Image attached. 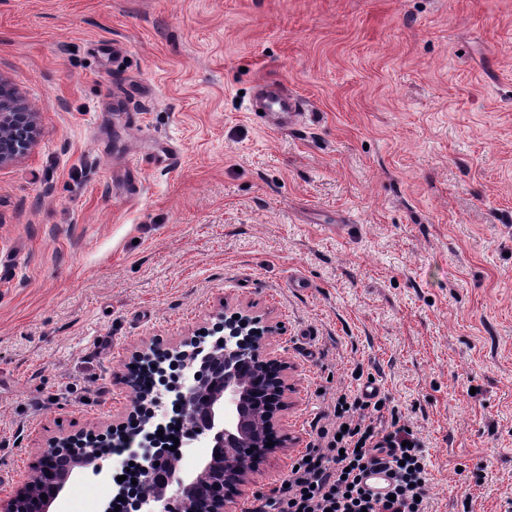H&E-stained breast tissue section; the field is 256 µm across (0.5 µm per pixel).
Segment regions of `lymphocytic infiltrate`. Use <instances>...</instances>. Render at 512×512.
I'll return each mask as SVG.
<instances>
[{
	"label": "lymphocytic infiltrate",
	"mask_w": 512,
	"mask_h": 512,
	"mask_svg": "<svg viewBox=\"0 0 512 512\" xmlns=\"http://www.w3.org/2000/svg\"><path fill=\"white\" fill-rule=\"evenodd\" d=\"M382 402L339 395L336 422L316 429V441L294 463L282 487L257 496L251 512H427L429 477L421 443L398 421L379 427L368 418ZM390 470V497H372L363 478Z\"/></svg>",
	"instance_id": "1"
}]
</instances>
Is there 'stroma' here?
<instances>
[{"label":"stroma","instance_id":"1","mask_svg":"<svg viewBox=\"0 0 512 512\" xmlns=\"http://www.w3.org/2000/svg\"><path fill=\"white\" fill-rule=\"evenodd\" d=\"M0 80L40 129L0 167L1 496L228 308L277 325L298 439L237 512L371 380L428 512H512V0H0ZM103 463L56 512L110 501ZM265 107L270 112H264L265 116L272 117L270 127L274 129H283L291 125L294 120L300 116L298 112L302 103L296 96H270L265 100Z\"/></svg>","mask_w":512,"mask_h":512}]
</instances>
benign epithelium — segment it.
<instances>
[{"instance_id": "obj_1", "label": "benign epithelium", "mask_w": 512, "mask_h": 512, "mask_svg": "<svg viewBox=\"0 0 512 512\" xmlns=\"http://www.w3.org/2000/svg\"><path fill=\"white\" fill-rule=\"evenodd\" d=\"M38 134L36 113L20 110L15 96L0 97V166L25 155ZM276 330L266 317L238 311L224 314L220 335L206 348L193 336L162 356L150 347L134 352L158 381L165 378L166 362L187 370V375L181 384L163 390L156 388L157 381L147 384L137 375L129 378L133 411L113 445L143 450L144 461L119 482L116 496L126 502L135 498L136 512H234V497L268 454L266 444L296 443L289 435L277 438L288 365L270 357L263 341ZM170 396L183 413L188 447L202 443L211 449L210 457L185 477L168 449L145 430L149 420L167 413L165 399ZM38 468L55 479L49 491L44 493L29 481L10 498L0 499V512H31L35 505L39 512H50L78 471L91 468L100 474L104 465L89 434L45 449ZM134 480L149 485V490L135 494Z\"/></svg>"}]
</instances>
